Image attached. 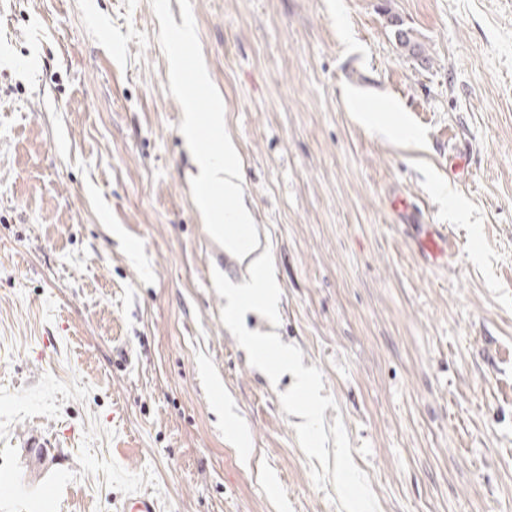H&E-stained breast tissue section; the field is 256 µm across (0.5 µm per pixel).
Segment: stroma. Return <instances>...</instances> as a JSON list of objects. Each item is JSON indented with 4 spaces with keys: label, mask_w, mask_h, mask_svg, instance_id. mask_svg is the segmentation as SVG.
<instances>
[{
    "label": "stroma",
    "mask_w": 512,
    "mask_h": 512,
    "mask_svg": "<svg viewBox=\"0 0 512 512\" xmlns=\"http://www.w3.org/2000/svg\"><path fill=\"white\" fill-rule=\"evenodd\" d=\"M243 200L380 512H512V0H192ZM420 43L405 55L394 32ZM150 0H0V512H338L221 320ZM455 248L429 264L421 225ZM122 512H160L158 499L151 493L132 492L123 502Z\"/></svg>",
    "instance_id": "35a3bbf8"
}]
</instances>
